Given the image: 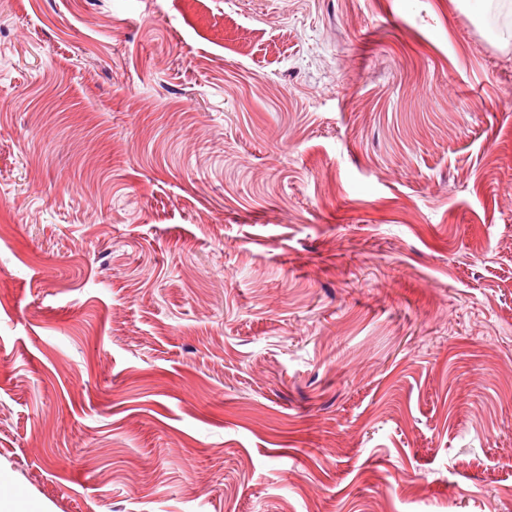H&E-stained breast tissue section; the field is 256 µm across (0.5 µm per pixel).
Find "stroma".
Returning a JSON list of instances; mask_svg holds the SVG:
<instances>
[{"label":"stroma","instance_id":"obj_1","mask_svg":"<svg viewBox=\"0 0 512 512\" xmlns=\"http://www.w3.org/2000/svg\"><path fill=\"white\" fill-rule=\"evenodd\" d=\"M0 474L512 512V0H0Z\"/></svg>","mask_w":512,"mask_h":512}]
</instances>
